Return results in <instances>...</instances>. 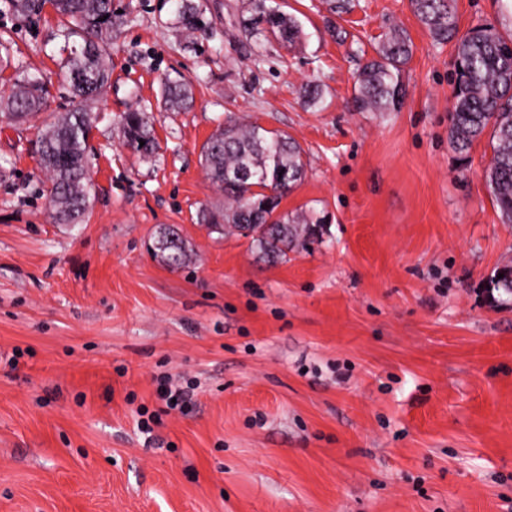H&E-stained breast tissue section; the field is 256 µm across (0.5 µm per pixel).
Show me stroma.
<instances>
[{"label": "stroma", "mask_w": 512, "mask_h": 512, "mask_svg": "<svg viewBox=\"0 0 512 512\" xmlns=\"http://www.w3.org/2000/svg\"><path fill=\"white\" fill-rule=\"evenodd\" d=\"M194 2L206 26L189 34L178 0H112L91 207L56 224L38 159L40 129L72 106L62 25L0 0V95L52 83L27 124L0 123V512H512V304L487 296L512 224L486 142L463 162L448 143L455 44L409 0H269L301 25L291 46L250 33L247 0ZM456 5L460 32L512 35L500 0ZM392 25L413 45L403 107L355 111L356 73ZM179 78L194 101L166 111ZM135 107L153 154L122 142ZM229 113L304 150L278 211L327 221L283 260L199 219L223 201L200 154ZM166 226L191 249L176 269L153 250ZM161 373L196 396L149 442L135 412L160 409Z\"/></svg>", "instance_id": "obj_1"}]
</instances>
